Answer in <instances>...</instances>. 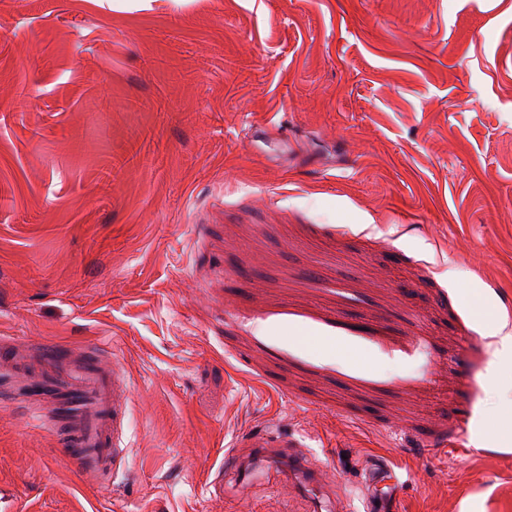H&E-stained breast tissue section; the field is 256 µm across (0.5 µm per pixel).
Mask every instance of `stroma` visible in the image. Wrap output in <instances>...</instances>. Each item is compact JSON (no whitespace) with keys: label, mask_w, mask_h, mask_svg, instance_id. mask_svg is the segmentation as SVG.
Instances as JSON below:
<instances>
[{"label":"stroma","mask_w":512,"mask_h":512,"mask_svg":"<svg viewBox=\"0 0 512 512\" xmlns=\"http://www.w3.org/2000/svg\"><path fill=\"white\" fill-rule=\"evenodd\" d=\"M270 129L262 149L249 133ZM512 0H0V337L101 346L98 483L0 406V512H490L512 486ZM301 450L314 509L283 467ZM472 312L476 320L484 325V330L491 326L495 327L493 337L496 339V344L499 346L502 353L511 354L512 352V334L510 332L503 333L504 326H498V314L496 310L488 303V301L477 293L469 294ZM288 462V471L299 481L302 488L312 491L317 498L324 496L323 493V473L312 469L309 466L308 459L303 453L289 454L286 459Z\"/></svg>","instance_id":"stroma-1"}]
</instances>
